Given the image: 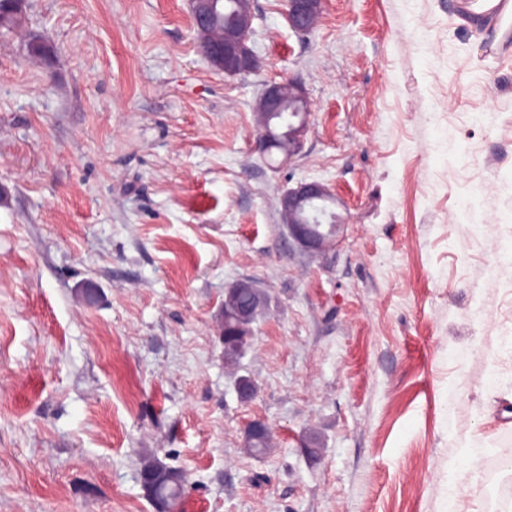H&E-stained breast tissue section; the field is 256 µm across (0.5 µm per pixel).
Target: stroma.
I'll list each match as a JSON object with an SVG mask.
<instances>
[{
    "label": "stroma",
    "instance_id": "35a3bbf8",
    "mask_svg": "<svg viewBox=\"0 0 512 512\" xmlns=\"http://www.w3.org/2000/svg\"><path fill=\"white\" fill-rule=\"evenodd\" d=\"M253 12L245 77L188 0H28L0 33V512H154L147 450L186 471L182 512H445L452 488L512 512V15L325 0L299 35L283 0ZM288 79L311 115L273 167L258 99ZM301 181L348 215L321 252L280 229ZM241 280L270 297L246 403L218 333Z\"/></svg>",
    "mask_w": 512,
    "mask_h": 512
}]
</instances>
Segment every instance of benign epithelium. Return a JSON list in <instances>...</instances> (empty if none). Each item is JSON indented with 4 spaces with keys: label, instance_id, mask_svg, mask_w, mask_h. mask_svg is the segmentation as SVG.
I'll use <instances>...</instances> for the list:
<instances>
[{
    "label": "benign epithelium",
    "instance_id": "7a95c632",
    "mask_svg": "<svg viewBox=\"0 0 512 512\" xmlns=\"http://www.w3.org/2000/svg\"><path fill=\"white\" fill-rule=\"evenodd\" d=\"M285 15L289 27L297 34H306L314 26L323 10L324 0H284ZM194 29L205 30L210 23L212 0H191ZM253 12L237 5L233 12L230 32L224 41L210 44L204 54L211 66L226 76L249 74L257 67L258 59L249 41L252 33ZM294 107L293 119L288 126V151L281 162H291L304 143V135L311 114L310 104L303 88L288 79L266 84L259 101L261 116L269 117L282 111L286 105ZM332 199V193L324 184L316 181L299 182L284 191L280 198L281 210L288 212V239L307 251L318 250V239L311 235L307 225L312 223L310 203Z\"/></svg>",
    "mask_w": 512,
    "mask_h": 512
}]
</instances>
